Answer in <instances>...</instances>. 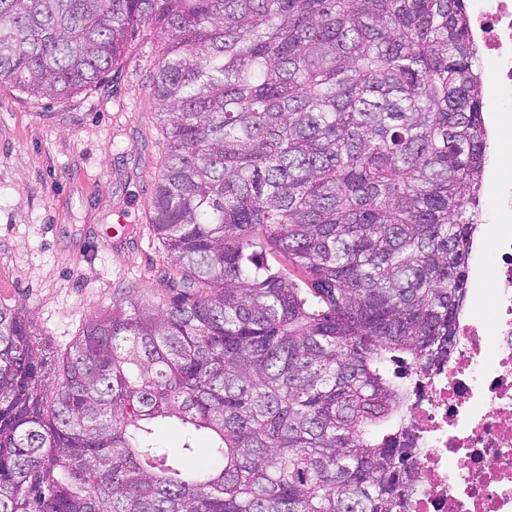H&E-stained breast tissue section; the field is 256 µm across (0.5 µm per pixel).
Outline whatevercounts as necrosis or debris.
<instances>
[{
    "label": "necrosis or debris",
    "mask_w": 512,
    "mask_h": 512,
    "mask_svg": "<svg viewBox=\"0 0 512 512\" xmlns=\"http://www.w3.org/2000/svg\"><path fill=\"white\" fill-rule=\"evenodd\" d=\"M470 31L493 63L490 110L512 130V0H469ZM494 246L485 285L459 319L450 358L408 383L413 493L405 512H512V164L490 171Z\"/></svg>",
    "instance_id": "4bbe7bcc"
}]
</instances>
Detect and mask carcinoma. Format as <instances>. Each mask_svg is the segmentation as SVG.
Wrapping results in <instances>:
<instances>
[{"mask_svg": "<svg viewBox=\"0 0 512 512\" xmlns=\"http://www.w3.org/2000/svg\"><path fill=\"white\" fill-rule=\"evenodd\" d=\"M151 25L187 290L88 320L49 402L0 304V512H404L403 375L451 355L482 224L465 0H0V84L66 98Z\"/></svg>", "mask_w": 512, "mask_h": 512, "instance_id": "cac0c4a2", "label": "carcinoma"}]
</instances>
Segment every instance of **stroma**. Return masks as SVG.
<instances>
[{
    "label": "stroma",
    "mask_w": 512,
    "mask_h": 512,
    "mask_svg": "<svg viewBox=\"0 0 512 512\" xmlns=\"http://www.w3.org/2000/svg\"><path fill=\"white\" fill-rule=\"evenodd\" d=\"M165 36L148 26L92 88L37 98L0 85V303L19 309L45 355V399L95 313L160 306L176 277L147 220L168 153L151 93Z\"/></svg>",
    "instance_id": "stroma-1"
}]
</instances>
